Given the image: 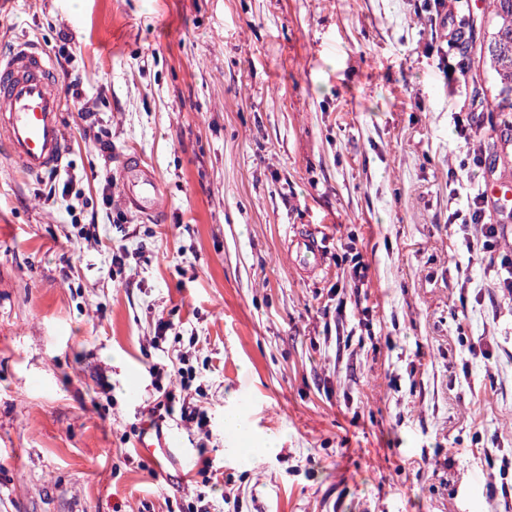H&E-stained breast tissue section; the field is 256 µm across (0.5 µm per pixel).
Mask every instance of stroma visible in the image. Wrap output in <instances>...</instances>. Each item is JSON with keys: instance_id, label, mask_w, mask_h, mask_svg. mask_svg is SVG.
Segmentation results:
<instances>
[{"instance_id": "obj_1", "label": "stroma", "mask_w": 512, "mask_h": 512, "mask_svg": "<svg viewBox=\"0 0 512 512\" xmlns=\"http://www.w3.org/2000/svg\"><path fill=\"white\" fill-rule=\"evenodd\" d=\"M421 4L0 0V52L40 44L112 140L68 100L57 175L0 142V512H512V295L448 222L512 149L495 110L481 140L455 127L488 83L481 14L452 76ZM133 152L158 220L121 202ZM181 354L208 431L161 412L192 468L159 473L135 444ZM294 264L303 268L322 266L318 241L310 235H297L293 240ZM224 432L234 440L248 439L252 435V425L248 414L242 412L237 407L225 410L224 412Z\"/></svg>"}]
</instances>
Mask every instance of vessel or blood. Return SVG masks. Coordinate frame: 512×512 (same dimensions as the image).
Wrapping results in <instances>:
<instances>
[{
  "mask_svg": "<svg viewBox=\"0 0 512 512\" xmlns=\"http://www.w3.org/2000/svg\"><path fill=\"white\" fill-rule=\"evenodd\" d=\"M62 96L51 57L39 46L21 44L9 55H0V138L7 141L12 161L35 176L60 168L66 154L64 128L60 121ZM123 201L140 217L160 214L161 184L153 170L135 156L127 157L121 169ZM486 196L498 211L512 208V177H502L486 186ZM295 265L321 266L317 240L310 235L294 239ZM179 439L145 424L136 441L139 452L156 462L170 459Z\"/></svg>",
  "mask_w": 512,
  "mask_h": 512,
  "instance_id": "vessel-or-blood-1",
  "label": "vessel or blood"
}]
</instances>
